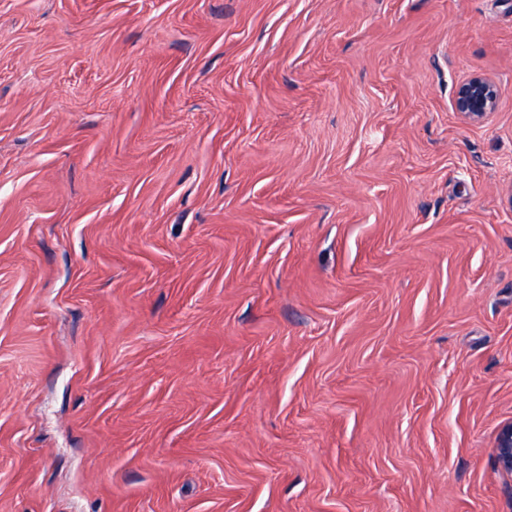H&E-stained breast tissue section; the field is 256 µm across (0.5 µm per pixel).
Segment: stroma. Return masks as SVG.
<instances>
[{"label": "stroma", "mask_w": 512, "mask_h": 512, "mask_svg": "<svg viewBox=\"0 0 512 512\" xmlns=\"http://www.w3.org/2000/svg\"><path fill=\"white\" fill-rule=\"evenodd\" d=\"M510 421L512 0H0V512H512ZM501 88L492 78L475 73L456 86L454 111L466 123H481L497 108ZM497 465L505 473L512 475V422L502 426L497 440Z\"/></svg>", "instance_id": "1"}]
</instances>
